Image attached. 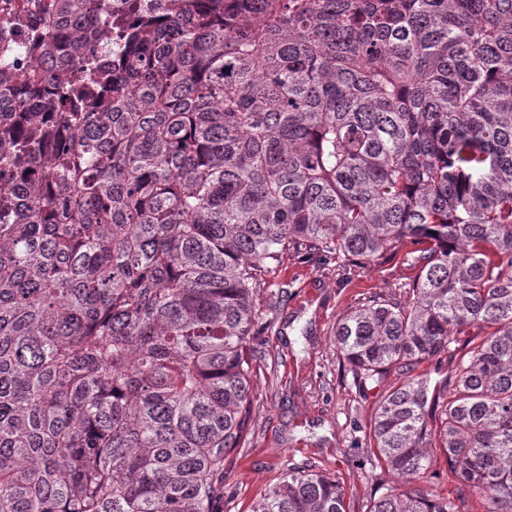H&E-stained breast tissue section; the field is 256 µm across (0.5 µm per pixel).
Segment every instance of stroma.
I'll use <instances>...</instances> for the list:
<instances>
[{"label":"stroma","mask_w":512,"mask_h":512,"mask_svg":"<svg viewBox=\"0 0 512 512\" xmlns=\"http://www.w3.org/2000/svg\"><path fill=\"white\" fill-rule=\"evenodd\" d=\"M413 276L403 258L362 268L330 255L290 257L260 289L272 329L251 343V432L224 462V512H252L290 466H315L343 486L349 512H368L392 482L374 458L371 424L387 385L359 386L334 336L370 297L403 298Z\"/></svg>","instance_id":"1"}]
</instances>
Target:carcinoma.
Returning <instances> with one entry per match:
<instances>
[{"label": "carcinoma", "mask_w": 512, "mask_h": 512, "mask_svg": "<svg viewBox=\"0 0 512 512\" xmlns=\"http://www.w3.org/2000/svg\"><path fill=\"white\" fill-rule=\"evenodd\" d=\"M0 6V512H223L255 292L291 254L416 274L336 327L401 483L369 512H512V0ZM458 359L431 383L427 360ZM443 454L455 495L407 489ZM252 512H347L288 467ZM171 0H112L108 1L112 12V58L119 49L115 32L122 27H131L146 16L165 15Z\"/></svg>", "instance_id": "1"}]
</instances>
